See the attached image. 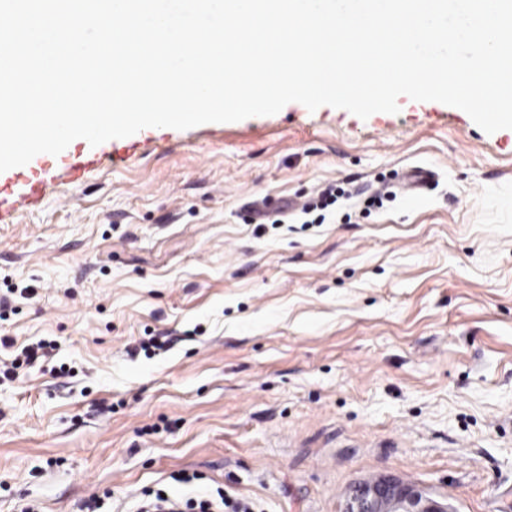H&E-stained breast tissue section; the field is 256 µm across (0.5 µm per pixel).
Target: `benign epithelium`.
Listing matches in <instances>:
<instances>
[{"instance_id":"benign-epithelium-1","label":"benign epithelium","mask_w":512,"mask_h":512,"mask_svg":"<svg viewBox=\"0 0 512 512\" xmlns=\"http://www.w3.org/2000/svg\"><path fill=\"white\" fill-rule=\"evenodd\" d=\"M343 512H451L448 506L394 478L356 484Z\"/></svg>"}]
</instances>
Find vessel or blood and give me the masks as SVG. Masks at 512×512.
I'll return each mask as SVG.
<instances>
[{
  "label": "vessel or blood",
  "mask_w": 512,
  "mask_h": 512,
  "mask_svg": "<svg viewBox=\"0 0 512 512\" xmlns=\"http://www.w3.org/2000/svg\"><path fill=\"white\" fill-rule=\"evenodd\" d=\"M130 150V145L120 138L105 142L99 150L87 149L85 140L78 139L72 153L37 155L23 169L0 173V213L37 202L55 181L80 182L103 157H124Z\"/></svg>",
  "instance_id": "b4317fda"
}]
</instances>
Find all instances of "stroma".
<instances>
[{
	"instance_id": "1",
	"label": "stroma",
	"mask_w": 512,
	"mask_h": 512,
	"mask_svg": "<svg viewBox=\"0 0 512 512\" xmlns=\"http://www.w3.org/2000/svg\"><path fill=\"white\" fill-rule=\"evenodd\" d=\"M398 105L145 128L0 218V364L49 344L0 377V512H342L381 475L512 512V152ZM137 512H254L250 502L229 501L223 491L217 490V497L203 495L197 500H187L184 504L171 498L163 489L146 490ZM184 507V509L182 508ZM231 510H226V509ZM225 509V510H224Z\"/></svg>"
}]
</instances>
